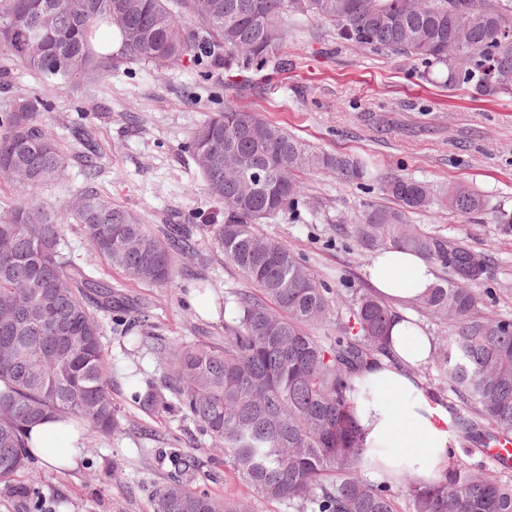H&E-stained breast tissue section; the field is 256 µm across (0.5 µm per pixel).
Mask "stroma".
<instances>
[{"instance_id":"35a3bbf8","label":"stroma","mask_w":512,"mask_h":512,"mask_svg":"<svg viewBox=\"0 0 512 512\" xmlns=\"http://www.w3.org/2000/svg\"><path fill=\"white\" fill-rule=\"evenodd\" d=\"M287 56L286 68L269 65L251 72L239 104L317 150L368 159L382 172L428 182L439 192L457 184L479 190L491 213L467 217L435 206L410 214L409 222L461 238L485 254L488 271L474 289L483 295L487 313L512 321V224L498 219L512 215V96L485 100L465 85L451 90L427 82L419 61L337 41L310 20L292 23ZM225 99L223 76L189 62L151 73L134 65L113 71L99 87L50 94L47 129L71 161L65 184L45 190L44 199L61 206L84 185L81 147L70 132L82 110L97 143L96 188L144 211L156 231L180 215L207 219L218 206L186 141L210 113L223 110ZM303 186L305 204L261 225V232L304 257L329 288L368 287L371 254L355 246L352 227L366 209L385 204V197L332 174L307 176ZM67 239L99 279L148 306L156 335L169 342L223 336L224 318L211 311V304L250 288L203 237L195 253L178 257L174 280L165 288L129 282L76 234ZM202 279L209 284L204 295L197 289ZM102 322L121 429L107 440L86 429L76 468L60 472L34 461L45 499L64 494L67 512H153L156 488L170 481L165 454L176 445L200 464L193 489L217 498L237 494L242 482L223 448L177 408L148 412L139 407L135 394L142 386L126 375L123 339L110 317ZM110 466L116 467L115 476H107Z\"/></svg>"}]
</instances>
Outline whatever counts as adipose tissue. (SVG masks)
Here are the masks:
<instances>
[{
  "mask_svg": "<svg viewBox=\"0 0 512 512\" xmlns=\"http://www.w3.org/2000/svg\"><path fill=\"white\" fill-rule=\"evenodd\" d=\"M367 277L379 297L395 309L389 330L390 356L365 368L360 381L372 389L371 401L358 404L366 444L378 457L407 453L415 474L426 482L438 479L448 461L450 439L443 406L432 405L412 367L426 364L433 343L408 307L437 280V267L420 255L398 249L375 252ZM31 452L52 465H78L84 435L72 424L49 418L30 427Z\"/></svg>",
  "mask_w": 512,
  "mask_h": 512,
  "instance_id": "adipose-tissue-1",
  "label": "adipose tissue"
}]
</instances>
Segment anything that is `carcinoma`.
Returning a JSON list of instances; mask_svg holds the SVG:
<instances>
[{
	"instance_id": "1",
	"label": "carcinoma",
	"mask_w": 512,
	"mask_h": 512,
	"mask_svg": "<svg viewBox=\"0 0 512 512\" xmlns=\"http://www.w3.org/2000/svg\"><path fill=\"white\" fill-rule=\"evenodd\" d=\"M0 0V183L20 184L23 200L0 217V312L24 317L0 325V485L16 487L41 512L40 476L30 468L28 428L49 417L90 425L112 437L121 419L112 402V371L100 312H118L127 351L152 338V315L115 295L112 284L69 248L75 230L129 281L163 287L177 256L195 250L206 234L224 259L253 287L236 294V316L224 337L172 342L156 348L171 372L164 389L136 394L140 407H169L174 399L203 433L224 448L244 481L232 498L186 488L195 457L172 448L168 460L182 476L155 491L159 512H252L251 499L286 502L293 512H512V469L467 464L454 448L432 484L401 463L380 481L356 404L371 400L355 384L368 363L386 352L394 308L367 288L335 292L318 281L288 245L258 225L298 207L301 177L315 172L373 188L397 207L370 208L353 226L361 250L401 248L447 270L412 308L448 327L434 339L428 398L450 390L465 414L458 441L472 456L512 441V321L482 311L470 285L487 272L486 256L439 232L409 224L407 214L434 205L462 216L490 210L471 187L438 195L426 182L384 175L369 162L319 152L287 129L230 99L191 135L188 151L208 194L222 206L209 222L173 224L157 234L144 213L85 186L66 209L42 191L66 179L67 155L44 133L49 101L11 95L12 68L43 78L54 93L98 84L123 65L172 68L206 56L238 90L249 73L281 57L288 19H312L336 38L380 54L424 64L426 80L467 84L485 99L512 95V0ZM467 26L471 49L449 43ZM116 33L121 43L111 50ZM253 160L267 170L264 185L243 191L237 173ZM27 481L19 482L21 474Z\"/></svg>"
}]
</instances>
